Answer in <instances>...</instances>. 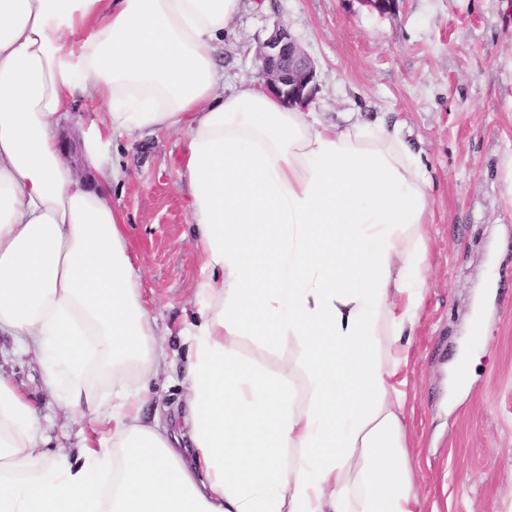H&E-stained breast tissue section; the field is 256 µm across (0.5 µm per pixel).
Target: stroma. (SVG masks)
<instances>
[{"label": "stroma", "mask_w": 512, "mask_h": 512, "mask_svg": "<svg viewBox=\"0 0 512 512\" xmlns=\"http://www.w3.org/2000/svg\"><path fill=\"white\" fill-rule=\"evenodd\" d=\"M287 28L316 64L308 109L323 124L399 125L430 170V288L413 338L406 421L425 512H505L512 502V209L501 161L512 150V0H399L381 15L360 0H243L224 36V85L255 76L257 50ZM177 132L124 135L112 201L140 258L143 299L176 356L152 386L181 423L187 348L182 310L201 277L178 183ZM486 338L472 335L476 315ZM472 365L456 393L448 367ZM0 375L40 408L42 448L76 449L89 422L71 420L38 362L0 337Z\"/></svg>", "instance_id": "obj_1"}]
</instances>
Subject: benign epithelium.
Returning <instances> with one entry per match:
<instances>
[{
    "label": "benign epithelium",
    "mask_w": 512,
    "mask_h": 512,
    "mask_svg": "<svg viewBox=\"0 0 512 512\" xmlns=\"http://www.w3.org/2000/svg\"><path fill=\"white\" fill-rule=\"evenodd\" d=\"M258 79L290 106L304 108L313 100L315 62L290 32L277 26L260 44Z\"/></svg>",
    "instance_id": "benign-epithelium-1"
}]
</instances>
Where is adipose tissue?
Here are the masks:
<instances>
[{
	"label": "adipose tissue",
	"instance_id": "obj_1",
	"mask_svg": "<svg viewBox=\"0 0 512 512\" xmlns=\"http://www.w3.org/2000/svg\"><path fill=\"white\" fill-rule=\"evenodd\" d=\"M242 0H0V334L96 436L45 453L0 376V512H423L405 416L429 290L428 168L399 127L328 126L217 56ZM81 129L88 184L58 138ZM184 136L202 276L181 431L145 411L170 352L109 184L114 138ZM250 340L293 361L271 370ZM300 373L303 391L290 384ZM95 112H107V107L96 99L86 100L81 112H72L62 121L59 131L60 140L66 146L73 167L81 175L86 172L82 162L79 128L81 123L87 118L93 117ZM241 350L246 356L265 364L271 369H277L280 363L293 354V348L288 345H285L278 353L270 354L251 341H244Z\"/></svg>",
	"mask_w": 512,
	"mask_h": 512
}]
</instances>
